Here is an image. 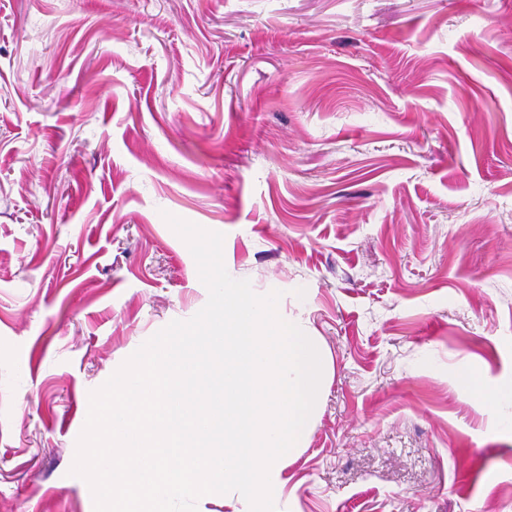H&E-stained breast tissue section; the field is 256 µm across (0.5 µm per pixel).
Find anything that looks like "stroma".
Instances as JSON below:
<instances>
[{"label":"stroma","mask_w":512,"mask_h":512,"mask_svg":"<svg viewBox=\"0 0 512 512\" xmlns=\"http://www.w3.org/2000/svg\"><path fill=\"white\" fill-rule=\"evenodd\" d=\"M317 337L277 512H512V0H0V512H94L101 387L208 291ZM485 403L495 412L498 427L503 431L512 430V413L507 409L512 407V386L500 388L491 396L485 398Z\"/></svg>","instance_id":"obj_1"}]
</instances>
